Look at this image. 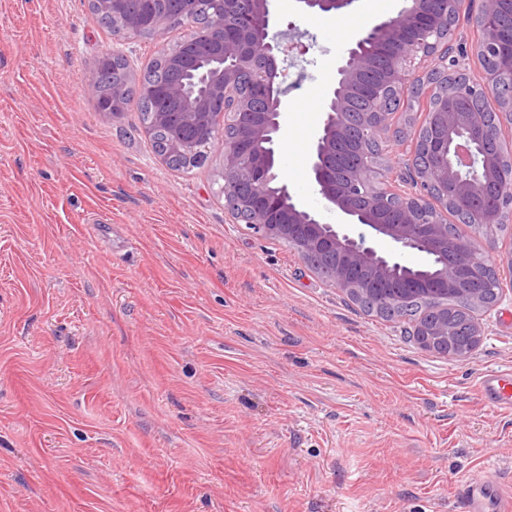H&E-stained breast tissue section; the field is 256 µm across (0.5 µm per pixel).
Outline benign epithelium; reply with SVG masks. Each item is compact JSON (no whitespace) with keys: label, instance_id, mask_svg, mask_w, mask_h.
Masks as SVG:
<instances>
[{"label":"benign epithelium","instance_id":"7a95c632","mask_svg":"<svg viewBox=\"0 0 512 512\" xmlns=\"http://www.w3.org/2000/svg\"><path fill=\"white\" fill-rule=\"evenodd\" d=\"M93 10L112 19L119 35L141 28L140 15L126 10V0H89ZM180 12L170 17L154 11V0H142L153 19L145 37L158 46L156 58L171 68H188L191 81L173 83L165 90V105L151 112L144 132L158 133L168 141L160 159L177 170L185 161L206 164L213 150L222 157L219 193L224 210L234 224H244L257 236L281 241L301 258L317 257L322 265L312 272L349 298L367 299L381 280L409 274L424 275L417 266L399 262L405 252L432 255L440 260L435 286L419 293L405 284L387 290V302L401 310L418 301L434 308L433 316L413 323L412 335L432 353L448 351V307L439 297L451 293L470 301L474 319L469 336L454 358H467L479 345L484 328L479 313L492 308L482 301L484 288L495 283L500 301V268L512 276V251L494 260L484 252L465 262L455 259L463 238L448 231V213L458 223L475 224L492 231L512 216V188L500 191L496 207L477 202L483 189L507 180L504 164L512 159L491 152L488 144L512 124V84L504 76L512 71V56L504 58L498 41L488 35L501 11L502 0H479L476 24L480 38L474 51L482 68L471 79L455 53L452 22L463 12L465 0H404L393 16L375 23L348 50L325 94L318 134L308 156V167L318 193L351 224L367 229L357 235L345 224H330L302 205L279 176L275 149L281 129L283 69L280 56L304 55L309 45L297 36L289 42L270 34L271 0H178ZM312 15L352 6L355 0H300ZM173 25L186 27L183 38L167 42ZM388 45L396 55L381 82L371 92L362 84L371 60L361 49L366 44ZM115 77L101 101L100 114L114 119L126 112L129 96L150 99L154 86L130 69L123 55L112 60ZM424 100L425 117L418 131L414 156L405 160L380 151L367 153L347 175L336 178V144L350 128L370 141L389 131L392 108L408 98ZM492 98L497 120L473 105ZM177 103L173 112L169 106ZM405 185L393 189L390 176L399 169ZM395 208L398 220L386 214Z\"/></svg>","mask_w":512,"mask_h":512}]
</instances>
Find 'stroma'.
Wrapping results in <instances>:
<instances>
[{
    "label": "stroma",
    "mask_w": 512,
    "mask_h": 512,
    "mask_svg": "<svg viewBox=\"0 0 512 512\" xmlns=\"http://www.w3.org/2000/svg\"><path fill=\"white\" fill-rule=\"evenodd\" d=\"M402 0L305 15L273 0L276 141L296 198L324 94ZM120 39L89 0H0V512H469L478 472L512 495V290L464 361L363 313L286 244L231 223L219 157L163 165L136 108L101 115L92 72ZM485 399L499 408H512V378L508 374H485L481 383Z\"/></svg>",
    "instance_id": "1"
}]
</instances>
